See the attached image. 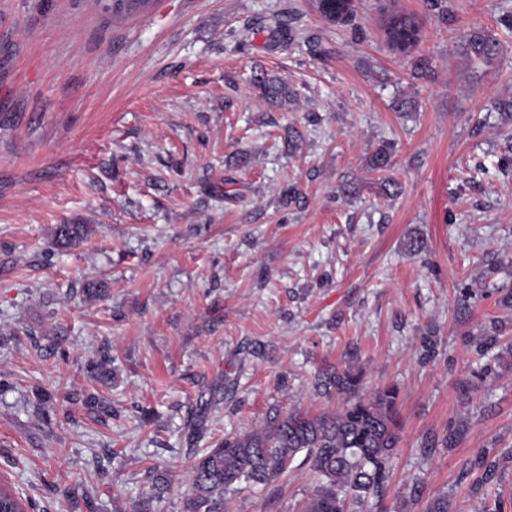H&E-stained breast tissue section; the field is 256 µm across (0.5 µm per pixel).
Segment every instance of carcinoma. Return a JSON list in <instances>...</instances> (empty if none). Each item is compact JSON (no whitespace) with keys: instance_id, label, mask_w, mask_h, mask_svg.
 <instances>
[{"instance_id":"obj_1","label":"carcinoma","mask_w":512,"mask_h":512,"mask_svg":"<svg viewBox=\"0 0 512 512\" xmlns=\"http://www.w3.org/2000/svg\"><path fill=\"white\" fill-rule=\"evenodd\" d=\"M150 0H112L104 10L114 18L143 12ZM318 10L329 20L348 17L353 0H318ZM384 28L389 47L405 54L421 42V29L412 15L393 9L384 11ZM462 51L470 59L493 60L499 43L480 31L465 36ZM90 233L86 224H59L54 231L57 244L71 246ZM361 376L351 368L318 374V387L333 389L348 398L341 410L309 417L290 413L262 429L232 434L215 448L193 454L192 497L188 512H224V494L245 481L268 484L283 475L296 456L319 477L303 512H350L353 500L367 512L369 500H383L388 464L399 443L395 412L397 391L376 390L358 394ZM0 512H28L25 501L8 483L0 485Z\"/></svg>"}]
</instances>
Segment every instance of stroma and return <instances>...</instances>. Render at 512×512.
<instances>
[{
    "mask_svg": "<svg viewBox=\"0 0 512 512\" xmlns=\"http://www.w3.org/2000/svg\"><path fill=\"white\" fill-rule=\"evenodd\" d=\"M354 5L0 0V476L34 512H136L162 475L152 512H186L192 449L336 411L334 367L398 391L381 512H512V0ZM476 29L493 63L463 56ZM60 224L91 232L62 248ZM317 483L297 460L226 512H300ZM149 3L150 0H112L104 10L113 18H125L143 12ZM318 10L329 20L348 17L353 11V0H319ZM384 14L387 41L393 51L409 53L420 44L421 29L414 16L393 9L385 10Z\"/></svg>",
    "mask_w": 512,
    "mask_h": 512,
    "instance_id": "1",
    "label": "stroma"
}]
</instances>
